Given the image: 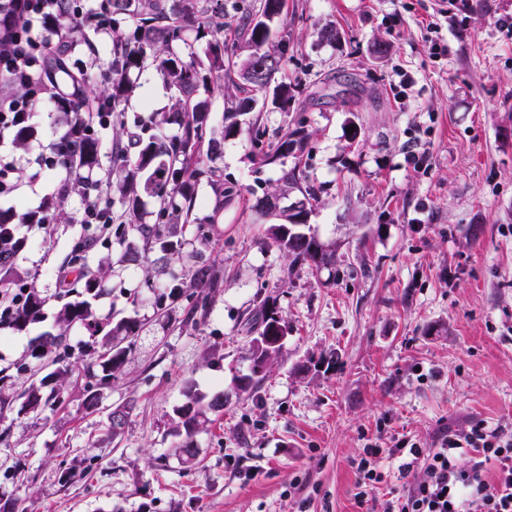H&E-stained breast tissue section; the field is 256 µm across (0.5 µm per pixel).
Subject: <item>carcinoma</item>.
Wrapping results in <instances>:
<instances>
[{
    "label": "carcinoma",
    "instance_id": "carcinoma-1",
    "mask_svg": "<svg viewBox=\"0 0 512 512\" xmlns=\"http://www.w3.org/2000/svg\"><path fill=\"white\" fill-rule=\"evenodd\" d=\"M98 0L81 20L71 17V0H58L50 29L55 31L56 56L45 61L44 77L55 91L51 100L56 105L66 127H71L81 111L89 112V105L121 111L122 104L136 87V80L146 65L154 66L163 85L173 91L171 105L162 112H153L138 125V131L128 132L124 126L112 131L108 173H102L103 143L91 128L68 134L58 142V158L67 176L61 183L57 197L51 199L46 210L56 220L65 218L63 203L73 193L90 197V192L106 186V193L118 197L123 208L122 217L128 230L143 241V250H127L118 263L141 266L148 259L152 247L171 259L189 263L190 286L199 289L191 314L205 315L208 295L205 289L217 287L219 276L215 269L197 255H182L184 225L189 223L193 209L192 186L205 179L216 193L224 194V183L217 169L206 165L216 155L224 139L237 131L236 115L252 109L255 96L262 95L274 108L286 112L288 103L298 92L296 85L276 79L288 61V40L271 44L272 25L280 19L284 0H261L257 12L241 17L239 38L250 48L249 56L238 65L239 81L234 83L238 92L235 102L224 113L225 124L207 129L206 98L216 92L224 93V86L215 82L213 73L224 70L232 63L237 43L224 39L226 0ZM111 37L109 57L99 55L95 37ZM16 39V30L8 9H0V55L8 53ZM307 134L304 127L289 128L275 144H268L260 163H271L304 148ZM297 191L301 194L290 214L280 207V200ZM152 197L160 203V217L164 224H146L141 221L140 205L143 197ZM315 187L305 182V176L294 167L285 170L280 185L263 200V207L278 219L266 234L276 247L295 262H309L317 268L336 265V251L315 235L305 233L311 200ZM104 277L86 273L85 293L92 298L104 291ZM45 299L40 293L29 294L26 304L16 313L14 324L22 328L38 321L42 316ZM65 327L80 323L94 326L91 303L81 300L66 306L59 315ZM281 322L262 303L248 320L250 328L257 330L252 340L249 360L251 373L236 377L237 389L247 392L259 380V369L266 368L278 357L283 343L280 337L270 335V325ZM138 326L135 321L116 323L103 337L106 346L101 353L87 346L86 353L98 354L102 359V373L95 371L96 361H85L84 372L93 387L111 382L121 368L126 348L121 343L133 335ZM72 373L70 365H62L53 373L57 385L46 381L30 384L21 393L30 407L61 397V384ZM187 410L186 418H177L175 435L180 437L176 446L179 454L195 456V436L208 421V413L224 409V393L205 399L189 390L185 400L174 409V414Z\"/></svg>",
    "mask_w": 512,
    "mask_h": 512
}]
</instances>
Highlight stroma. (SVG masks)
<instances>
[{
    "label": "stroma",
    "mask_w": 512,
    "mask_h": 512,
    "mask_svg": "<svg viewBox=\"0 0 512 512\" xmlns=\"http://www.w3.org/2000/svg\"><path fill=\"white\" fill-rule=\"evenodd\" d=\"M510 18L512 0L459 13L449 0H286L273 36L287 38L285 73L304 93L287 111L240 116L213 162L223 197L195 186L182 251L221 275L205 317L192 319L190 288L157 304L183 278L181 262L117 264L139 244L122 224L85 254L90 269L111 265L107 295L92 302L98 320L139 326L92 409L82 371L90 328H70L66 348L34 352L41 334L61 331L58 312L82 298L54 280L82 228L29 230L16 285L46 303L40 322L0 327V498L22 512H357L351 462L378 425L425 448L439 428L473 419L512 429V236L501 232L512 225V39L501 28ZM329 25L340 33L333 43L321 36ZM434 40L445 46L436 57ZM169 102L149 66L112 120L131 129ZM297 125L309 135L303 150L260 164L247 130L268 143ZM57 132L53 108L37 107L26 148L13 152L24 174L14 223L62 178L35 164ZM413 153L427 154L428 168L414 169ZM295 166L317 189L308 223L335 246V267L292 263L266 235L275 218L260 202ZM263 302L288 333L244 393L235 378L250 371L246 321ZM59 361L73 368L60 403L25 408L33 373ZM189 388L225 403L186 461L172 451V418ZM125 406L112 436L108 418Z\"/></svg>",
    "instance_id": "35a3bbf8"
}]
</instances>
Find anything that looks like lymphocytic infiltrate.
I'll return each mask as SVG.
<instances>
[{"label":"lymphocytic infiltrate","mask_w":512,"mask_h":512,"mask_svg":"<svg viewBox=\"0 0 512 512\" xmlns=\"http://www.w3.org/2000/svg\"><path fill=\"white\" fill-rule=\"evenodd\" d=\"M56 0H20L14 9L19 40L8 58L0 57V73L26 82L23 98H0V146L14 130L30 124L37 104L48 92L41 80L42 62L54 48L47 34ZM383 435L367 439L354 460L353 494L364 512H512V430L472 420L463 431L441 428L434 447L408 438L394 446ZM403 459L399 473L405 482L389 487L384 462ZM469 467H461V459Z\"/></svg>","instance_id":"obj_1"}]
</instances>
